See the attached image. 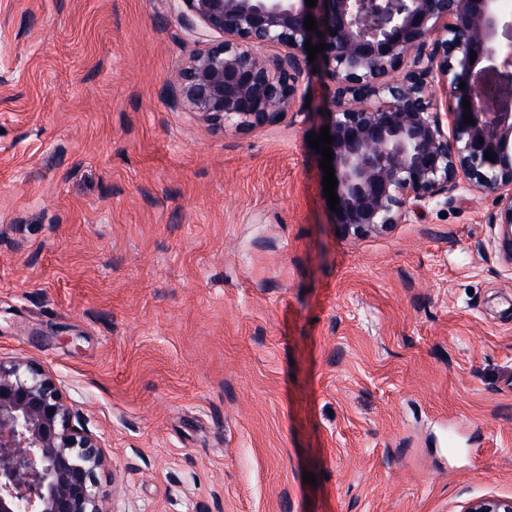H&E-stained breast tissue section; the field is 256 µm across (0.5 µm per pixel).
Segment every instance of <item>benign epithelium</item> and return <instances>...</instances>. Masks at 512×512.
<instances>
[{
	"instance_id": "obj_1",
	"label": "benign epithelium",
	"mask_w": 512,
	"mask_h": 512,
	"mask_svg": "<svg viewBox=\"0 0 512 512\" xmlns=\"http://www.w3.org/2000/svg\"><path fill=\"white\" fill-rule=\"evenodd\" d=\"M174 2L188 25L219 36L172 75L174 101L220 126L290 111L304 43L327 45L334 220L344 236L386 232L467 186L496 196L498 246L512 264V16L502 0ZM309 14L316 32L305 29ZM465 98L474 125L464 123ZM74 420L49 374L0 361V512H108L95 491L101 447ZM464 512H512V498Z\"/></svg>"
}]
</instances>
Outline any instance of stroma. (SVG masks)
I'll return each instance as SVG.
<instances>
[{
  "label": "stroma",
  "instance_id": "stroma-1",
  "mask_svg": "<svg viewBox=\"0 0 512 512\" xmlns=\"http://www.w3.org/2000/svg\"><path fill=\"white\" fill-rule=\"evenodd\" d=\"M210 38L171 0H0V360L52 374L111 512L512 498L494 196L338 234L322 73L275 122L218 127L169 84Z\"/></svg>",
  "mask_w": 512,
  "mask_h": 512
}]
</instances>
